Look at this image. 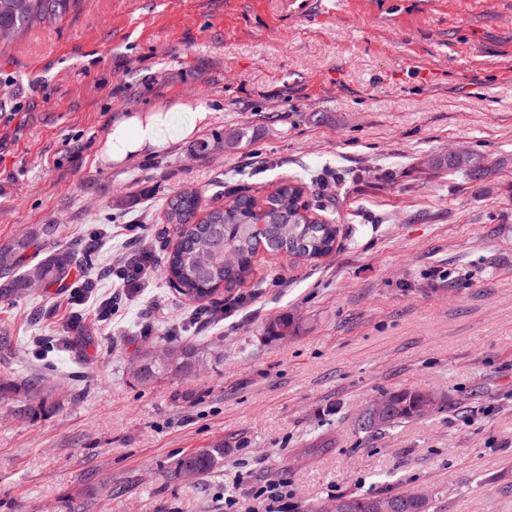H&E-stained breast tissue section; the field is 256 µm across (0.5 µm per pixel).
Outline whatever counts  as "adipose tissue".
<instances>
[{
	"mask_svg": "<svg viewBox=\"0 0 512 512\" xmlns=\"http://www.w3.org/2000/svg\"><path fill=\"white\" fill-rule=\"evenodd\" d=\"M178 111L191 115L190 123L180 134L184 140L196 137L213 120V113L206 105L183 99L158 104L146 112H125L113 121L100 147V159L106 163L125 164L168 148L170 142L165 138L164 130L171 114Z\"/></svg>",
	"mask_w": 512,
	"mask_h": 512,
	"instance_id": "ef3b65f1",
	"label": "adipose tissue"
}]
</instances>
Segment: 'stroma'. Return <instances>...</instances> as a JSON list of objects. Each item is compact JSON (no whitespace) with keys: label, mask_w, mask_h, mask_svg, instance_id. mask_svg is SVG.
Returning a JSON list of instances; mask_svg holds the SVG:
<instances>
[{"label":"stroma","mask_w":512,"mask_h":512,"mask_svg":"<svg viewBox=\"0 0 512 512\" xmlns=\"http://www.w3.org/2000/svg\"><path fill=\"white\" fill-rule=\"evenodd\" d=\"M178 98L216 130L253 121L254 144L100 161L116 116ZM452 150L490 175L424 166ZM288 178L327 204L339 246L313 263L260 256L224 321L194 328L162 270L138 293L117 277L173 192L217 207ZM26 238L30 265L86 252L69 279L95 286L75 322L54 286L0 300V381L51 392L30 416L0 401V512H224L237 472L245 500L287 480L288 512L365 492L512 512V0H83L0 52V247ZM284 313L295 332L266 338ZM174 335L199 345L200 370L140 380L145 342ZM402 387L451 407L358 430ZM219 442L216 472L173 476Z\"/></svg>","instance_id":"obj_1"}]
</instances>
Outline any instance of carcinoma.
<instances>
[{"label":"carcinoma","instance_id":"1","mask_svg":"<svg viewBox=\"0 0 512 512\" xmlns=\"http://www.w3.org/2000/svg\"><path fill=\"white\" fill-rule=\"evenodd\" d=\"M81 0H0V47L16 42L34 27L55 28ZM254 138L250 122L226 130H216L193 145L201 156H209L205 144L222 143L223 151L233 152L249 146ZM433 171H448L468 179H478L485 171L484 159L471 152L459 157L452 154L433 155L425 160ZM307 187L284 180L266 195L268 206L261 210L250 188H238L224 194V206L206 208L199 191L177 192L164 205L163 234L172 235L173 245H164L166 278L170 286L185 299L203 308L214 303L221 291L230 292L250 283L255 259L264 247L275 255L315 262L336 250L338 229L334 224H319L305 200ZM31 245L21 240L0 248V299L26 294L32 282L63 286L69 277L73 256L57 252L45 257L34 267L22 269L23 253ZM238 255L233 266H224V250ZM295 329L293 319L280 315L265 326L264 334L273 339ZM203 355L191 341L171 343L164 357H157L149 347L140 356L139 376L150 381L167 374H189L199 368ZM391 413L385 421L358 424L365 432H381L402 423L422 418L419 405L423 398L411 387L391 391ZM0 399L20 402L17 411L29 414L35 406L45 404L49 393L36 379L23 385L0 383ZM224 460V444L200 448L177 459L172 467L179 476L186 469L195 476L212 473Z\"/></svg>","mask_w":512,"mask_h":512}]
</instances>
